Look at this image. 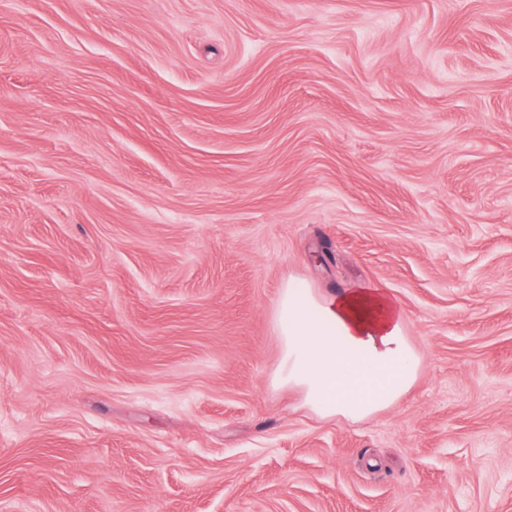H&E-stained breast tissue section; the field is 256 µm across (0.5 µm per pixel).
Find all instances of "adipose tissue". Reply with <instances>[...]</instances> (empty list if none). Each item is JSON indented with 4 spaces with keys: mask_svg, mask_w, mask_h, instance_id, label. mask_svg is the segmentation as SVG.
Returning <instances> with one entry per match:
<instances>
[{
    "mask_svg": "<svg viewBox=\"0 0 512 512\" xmlns=\"http://www.w3.org/2000/svg\"><path fill=\"white\" fill-rule=\"evenodd\" d=\"M275 330L283 351L279 381L324 417L365 420L399 401L420 371L403 312L372 287L318 295L288 281Z\"/></svg>",
    "mask_w": 512,
    "mask_h": 512,
    "instance_id": "1",
    "label": "adipose tissue"
}]
</instances>
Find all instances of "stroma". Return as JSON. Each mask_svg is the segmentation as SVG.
<instances>
[{"label":"stroma","mask_w":512,"mask_h":512,"mask_svg":"<svg viewBox=\"0 0 512 512\" xmlns=\"http://www.w3.org/2000/svg\"><path fill=\"white\" fill-rule=\"evenodd\" d=\"M291 278L397 403L276 383ZM0 512H512V0H0ZM275 330L283 351L278 380L323 417L365 420L399 401L420 371L404 313L376 288L317 295L289 280Z\"/></svg>","instance_id":"obj_1"}]
</instances>
